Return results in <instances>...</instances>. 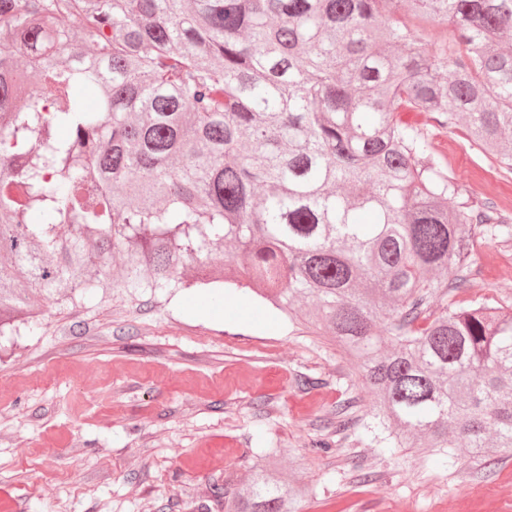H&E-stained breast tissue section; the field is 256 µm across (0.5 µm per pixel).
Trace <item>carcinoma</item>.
Masks as SVG:
<instances>
[{
	"mask_svg": "<svg viewBox=\"0 0 512 512\" xmlns=\"http://www.w3.org/2000/svg\"><path fill=\"white\" fill-rule=\"evenodd\" d=\"M407 112L512 173V0H0V337L38 333V297L221 301L231 246L246 287L355 360L373 443L512 450V312L448 302L512 225ZM357 424L336 406V434ZM213 496L297 512L302 488L272 450Z\"/></svg>",
	"mask_w": 512,
	"mask_h": 512,
	"instance_id": "cac0c4a2",
	"label": "carcinoma"
}]
</instances>
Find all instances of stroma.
<instances>
[{"label":"stroma","mask_w":512,"mask_h":512,"mask_svg":"<svg viewBox=\"0 0 512 512\" xmlns=\"http://www.w3.org/2000/svg\"><path fill=\"white\" fill-rule=\"evenodd\" d=\"M449 174L477 202L512 217V175L462 129L420 113ZM483 296L512 309V241L474 256ZM306 374L319 386L302 393ZM372 407L334 342L248 290L209 304L193 289L145 304L104 290L89 304H48L36 336L0 338V504L8 512H221L226 473L277 450L302 483L299 512H504L512 451L492 461L457 451L448 465L415 448L386 450L330 436L336 405Z\"/></svg>","instance_id":"1"}]
</instances>
